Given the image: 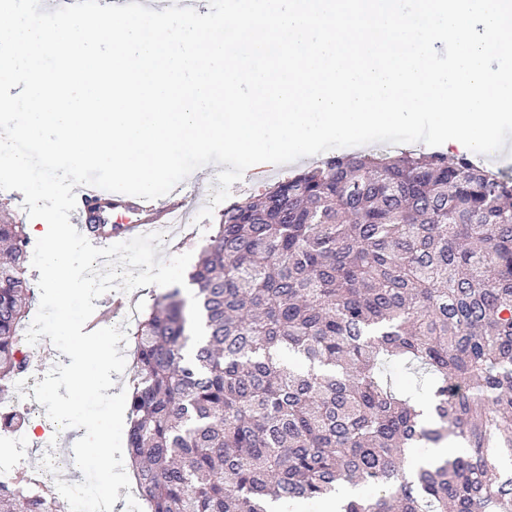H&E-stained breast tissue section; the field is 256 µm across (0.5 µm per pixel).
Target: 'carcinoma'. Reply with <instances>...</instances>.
Here are the masks:
<instances>
[{
    "label": "carcinoma",
    "mask_w": 512,
    "mask_h": 512,
    "mask_svg": "<svg viewBox=\"0 0 512 512\" xmlns=\"http://www.w3.org/2000/svg\"><path fill=\"white\" fill-rule=\"evenodd\" d=\"M0 387L28 318L26 238L0 224ZM205 336L186 354L179 289L132 336L126 455L150 512H512V178L462 157L344 153L224 208L189 275ZM298 356L295 371L280 361ZM433 375L428 413L385 382ZM462 442L409 472L407 448ZM0 512H59L0 484Z\"/></svg>",
    "instance_id": "obj_1"
}]
</instances>
